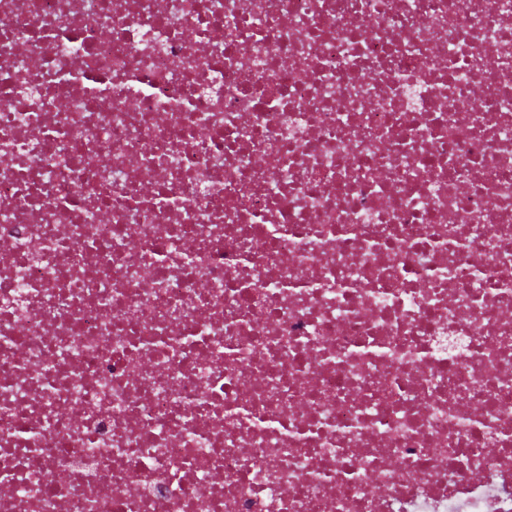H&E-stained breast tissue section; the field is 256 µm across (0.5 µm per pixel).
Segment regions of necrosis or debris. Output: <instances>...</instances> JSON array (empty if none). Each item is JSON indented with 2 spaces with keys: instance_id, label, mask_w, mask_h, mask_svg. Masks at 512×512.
Wrapping results in <instances>:
<instances>
[{
  "instance_id": "necrosis-or-debris-1",
  "label": "necrosis or debris",
  "mask_w": 512,
  "mask_h": 512,
  "mask_svg": "<svg viewBox=\"0 0 512 512\" xmlns=\"http://www.w3.org/2000/svg\"><path fill=\"white\" fill-rule=\"evenodd\" d=\"M0 512H512V0H0Z\"/></svg>"
}]
</instances>
